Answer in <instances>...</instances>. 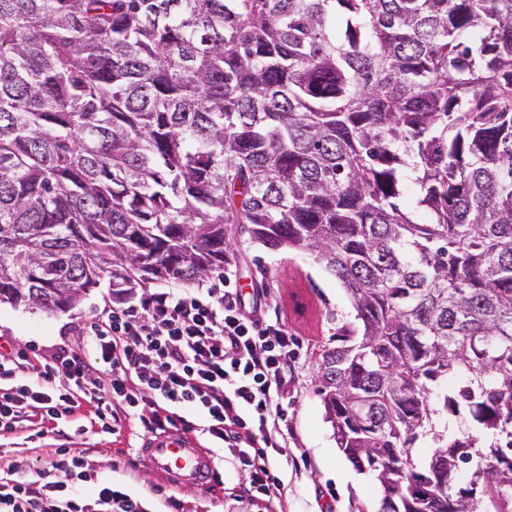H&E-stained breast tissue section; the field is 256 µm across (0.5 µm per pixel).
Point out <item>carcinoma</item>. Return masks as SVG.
<instances>
[{"label": "carcinoma", "instance_id": "1", "mask_svg": "<svg viewBox=\"0 0 512 512\" xmlns=\"http://www.w3.org/2000/svg\"><path fill=\"white\" fill-rule=\"evenodd\" d=\"M231 224L346 290L378 512H512V0H0V303L222 276Z\"/></svg>", "mask_w": 512, "mask_h": 512}]
</instances>
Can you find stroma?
Returning a JSON list of instances; mask_svg holds the SVG:
<instances>
[{"label": "stroma", "mask_w": 512, "mask_h": 512, "mask_svg": "<svg viewBox=\"0 0 512 512\" xmlns=\"http://www.w3.org/2000/svg\"><path fill=\"white\" fill-rule=\"evenodd\" d=\"M236 254V285L243 293L266 289L274 299L273 314L280 317L302 347L303 367L288 408V425L294 437L289 451L297 467L281 472L287 486L288 512H375L379 497L371 477L357 481L354 469L339 452L332 429L324 419L317 392V363L334 328L355 321V311L345 289L312 257L292 251L269 252L248 235H232ZM108 282L92 289L73 308L45 312L0 303V345L28 350L30 358L51 355L60 345L79 346L82 329L104 307L113 305ZM63 439L39 438L28 430L0 437V469L26 471L38 461L53 457L56 449L85 453L105 481L117 480L127 490L146 499L150 512H166L163 497L154 495L156 479L146 464L133 458L143 441L141 433L112 435L102 432L90 407H82L59 422ZM224 474V488L210 494L183 490L187 512H264V503L241 491L243 478L221 449H214Z\"/></svg>", "instance_id": "1"}]
</instances>
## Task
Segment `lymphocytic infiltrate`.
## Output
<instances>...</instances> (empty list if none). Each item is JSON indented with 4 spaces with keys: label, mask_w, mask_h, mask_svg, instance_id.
<instances>
[{
    "label": "lymphocytic infiltrate",
    "mask_w": 512,
    "mask_h": 512,
    "mask_svg": "<svg viewBox=\"0 0 512 512\" xmlns=\"http://www.w3.org/2000/svg\"><path fill=\"white\" fill-rule=\"evenodd\" d=\"M269 310L267 293H242L228 266L221 287L146 290L103 309L84 327L82 350L58 348L29 379L16 375L27 353L0 345V434L27 413L55 423L86 402L112 434L134 420L161 432L188 409L237 463L245 490L270 495L282 486L270 460L288 454V393L302 363L295 337ZM0 512L149 510L122 483L98 482L74 455L47 461L34 481L0 477Z\"/></svg>",
    "instance_id": "1"
}]
</instances>
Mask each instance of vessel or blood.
I'll return each mask as SVG.
<instances>
[{
	"instance_id": "obj_1",
	"label": "vessel or blood",
	"mask_w": 512,
	"mask_h": 512,
	"mask_svg": "<svg viewBox=\"0 0 512 512\" xmlns=\"http://www.w3.org/2000/svg\"><path fill=\"white\" fill-rule=\"evenodd\" d=\"M140 456L155 475L176 490L187 486L204 490L216 486L220 479L208 453L191 432L180 428L148 437Z\"/></svg>"
}]
</instances>
